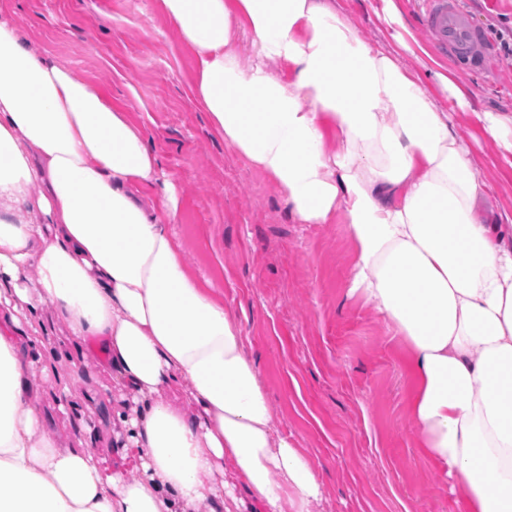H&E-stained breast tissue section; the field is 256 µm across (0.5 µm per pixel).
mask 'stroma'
I'll return each mask as SVG.
<instances>
[{
    "label": "stroma",
    "instance_id": "1",
    "mask_svg": "<svg viewBox=\"0 0 512 512\" xmlns=\"http://www.w3.org/2000/svg\"><path fill=\"white\" fill-rule=\"evenodd\" d=\"M340 0L362 36L432 47L423 0ZM486 31L491 59L512 47L503 29L512 0H461ZM37 52L103 90L138 125L172 186L170 229L190 272L231 307L259 357L279 429L314 464L324 497L312 512H460L419 446L408 400L407 347L359 295L350 293L352 246L343 222L297 223L275 183L227 146L196 102L195 58L153 0H6ZM470 90L472 109L451 111L482 177L512 210V166L484 136L475 111L512 113V72L483 70L437 54Z\"/></svg>",
    "mask_w": 512,
    "mask_h": 512
}]
</instances>
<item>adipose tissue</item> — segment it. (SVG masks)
Returning a JSON list of instances; mask_svg holds the SVG:
<instances>
[{
	"instance_id": "ef3b65f1",
	"label": "adipose tissue",
	"mask_w": 512,
	"mask_h": 512,
	"mask_svg": "<svg viewBox=\"0 0 512 512\" xmlns=\"http://www.w3.org/2000/svg\"><path fill=\"white\" fill-rule=\"evenodd\" d=\"M196 59L225 143L302 224L343 218L350 290L408 348L421 448L463 512H512V213L494 204L434 85L364 39L337 0H154ZM257 60L242 71L233 31ZM287 66V75L272 64ZM157 155L100 89L33 53L0 17V512H310L318 473L273 425L234 315L185 266ZM71 349L54 348V321ZM98 345L109 385L75 394ZM57 411L112 429L58 447ZM131 404L113 401L112 386ZM244 487L247 499L235 495Z\"/></svg>"
}]
</instances>
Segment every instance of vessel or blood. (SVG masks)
Wrapping results in <instances>:
<instances>
[{"label":"vessel or blood","mask_w":512,"mask_h":512,"mask_svg":"<svg viewBox=\"0 0 512 512\" xmlns=\"http://www.w3.org/2000/svg\"><path fill=\"white\" fill-rule=\"evenodd\" d=\"M425 25L443 54L483 66L488 36L473 26L458 0H426Z\"/></svg>","instance_id":"vessel-or-blood-1"}]
</instances>
